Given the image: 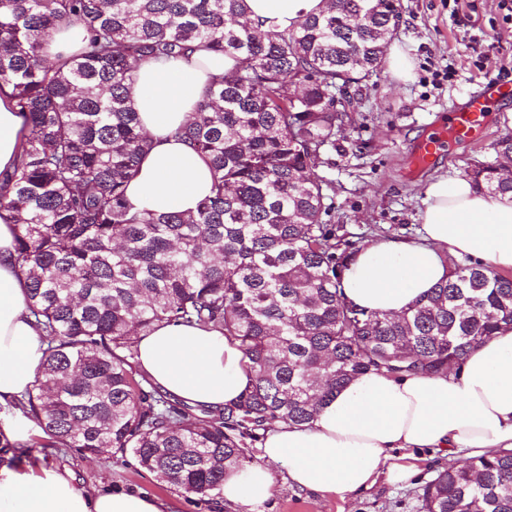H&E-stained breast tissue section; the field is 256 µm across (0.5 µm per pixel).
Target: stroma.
Listing matches in <instances>:
<instances>
[{
	"instance_id": "stroma-1",
	"label": "stroma",
	"mask_w": 512,
	"mask_h": 512,
	"mask_svg": "<svg viewBox=\"0 0 512 512\" xmlns=\"http://www.w3.org/2000/svg\"><path fill=\"white\" fill-rule=\"evenodd\" d=\"M501 0H402L393 41L412 62L413 77L397 79L382 67L377 83L354 94L351 123L337 135L318 173L331 183L333 207L326 216L347 240L379 236L413 237L421 230L422 199L434 176H463L477 160L490 158L496 141L512 133V98L495 102L478 137L453 144L437 164L415 171L406 148L444 127L455 108L468 101L486 76L512 87V20ZM441 79H433V72ZM405 464L415 473L407 482L379 478L370 488L342 498L291 487L286 468L274 466L276 486L260 512H419L425 484L447 464L440 451L408 450ZM18 473L68 469L77 489H119L162 500L168 512H244L222 495L197 496L160 484L132 456L108 453L82 458L71 451H16Z\"/></svg>"
}]
</instances>
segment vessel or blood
<instances>
[{
	"instance_id": "obj_1",
	"label": "vessel or blood",
	"mask_w": 512,
	"mask_h": 512,
	"mask_svg": "<svg viewBox=\"0 0 512 512\" xmlns=\"http://www.w3.org/2000/svg\"><path fill=\"white\" fill-rule=\"evenodd\" d=\"M512 96V88L499 83L497 78H486L480 92L470 98L465 108L454 113L451 130H438L413 149L414 161L419 165L431 163L448 143L449 134L468 135L475 131L476 121L485 112L491 99Z\"/></svg>"
}]
</instances>
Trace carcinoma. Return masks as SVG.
Here are the masks:
<instances>
[{
    "instance_id": "1",
    "label": "carcinoma",
    "mask_w": 512,
    "mask_h": 512,
    "mask_svg": "<svg viewBox=\"0 0 512 512\" xmlns=\"http://www.w3.org/2000/svg\"><path fill=\"white\" fill-rule=\"evenodd\" d=\"M401 10L328 0L296 28L264 31L246 0H0V87L24 116L0 218L45 345L32 387L5 407L40 435L3 433L1 447L130 453L159 482L207 496L245 466L243 438L312 423L359 374L441 373L512 327V276L470 260L398 317L341 291L356 251L324 222L316 169L349 120L337 92L378 76ZM61 26L84 33L79 54L48 52ZM198 47L234 60L176 132L208 164L210 194L189 214L134 211L125 192L150 148L137 72ZM506 172L511 133L465 174L512 199ZM163 323L239 342L251 376L234 406L198 413L138 373L139 337ZM420 512H512V450L438 471Z\"/></svg>"
}]
</instances>
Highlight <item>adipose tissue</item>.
Returning <instances> with one entry per match:
<instances>
[{
	"label": "adipose tissue",
	"mask_w": 512,
	"mask_h": 512,
	"mask_svg": "<svg viewBox=\"0 0 512 512\" xmlns=\"http://www.w3.org/2000/svg\"><path fill=\"white\" fill-rule=\"evenodd\" d=\"M249 19L264 29L298 26L326 0H246ZM231 58L198 51L171 65L140 67L133 107L151 140L127 187L129 204L157 213L190 212L209 194L205 160L176 137L202 100L212 77ZM10 89L0 90V172L13 170L24 117ZM417 237L382 238L357 252L341 278L346 299L376 314L397 316L470 258L512 271V199L478 191L464 178L437 176L424 191ZM15 236L0 219V404L30 386L42 358L27 315L25 285L15 267ZM137 367L152 384L191 405L221 409L236 403L249 382L237 341L214 329L169 323L141 337ZM401 449L462 456L512 450V329L497 332L437 375H357L320 408L312 425L279 424L260 445L261 463L225 476V502L255 507L273 494L271 464L286 466L291 486L346 497L380 474L401 482L413 467L397 463ZM141 492L83 494L63 474L21 476L0 468V512H165Z\"/></svg>",
	"instance_id": "ef3b65f1"
}]
</instances>
